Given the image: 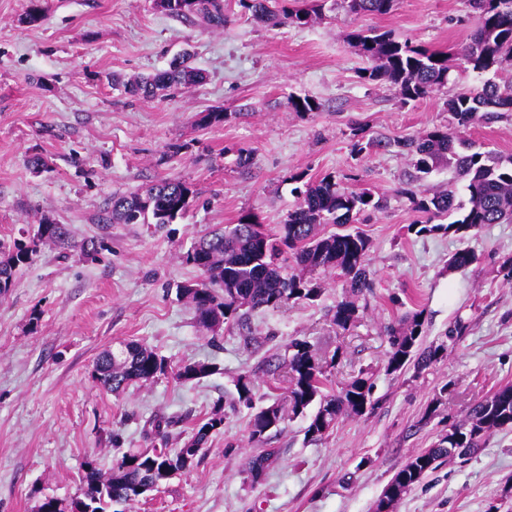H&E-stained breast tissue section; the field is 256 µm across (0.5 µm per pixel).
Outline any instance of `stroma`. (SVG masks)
<instances>
[{"label": "stroma", "instance_id": "35a3bbf8", "mask_svg": "<svg viewBox=\"0 0 512 512\" xmlns=\"http://www.w3.org/2000/svg\"><path fill=\"white\" fill-rule=\"evenodd\" d=\"M40 2L46 20L30 27L22 17L31 0H0V243L31 242L44 216L65 225L69 240L38 245L0 296V512H37L48 497L69 502L85 462L106 475L116 456L150 447L149 418H174L168 445L178 448L218 406L224 426L200 461L128 512H372L394 472L448 420L512 383V285L500 273L512 258V223L463 240L408 232L424 215L401 193L416 171L396 146L448 126V98L485 77L452 58L447 85L407 102L389 81L365 79L368 62L348 44L351 32L373 28L427 48L460 46L476 26L467 0H395L384 16L338 5L303 28L257 23L238 0H225L219 29L166 15L154 0ZM185 53L201 82L153 98L125 92L124 81L168 70ZM305 95L318 111H293L290 97ZM214 108L230 119L198 125V113ZM358 127L377 142L360 155ZM458 134L512 155V112ZM240 149L250 152L248 165L239 164ZM35 156L44 169H32ZM297 172L331 174L386 201L356 226L371 242L365 309L348 330L337 328L332 315L346 284L317 271L315 303L256 311L210 337L176 298L178 283L199 276L183 254L213 225L246 214L277 230L296 203L289 177ZM162 178L195 190L184 219L164 228L110 221L112 196ZM90 240L99 250L86 259L80 249ZM463 249L478 262L448 270ZM409 311L424 314L425 344L441 343L450 327L463 331L432 365L390 374L385 328ZM293 336L335 359L329 388L374 372V406L343 416L318 442L304 434L308 416L286 420L269 442L277 459L254 483L249 417L232 407L235 382L247 373L265 402L283 397L285 382L263 362ZM130 342L214 370L189 383L167 374L119 395L102 390L92 377L98 356ZM395 512H512V430L428 474Z\"/></svg>", "mask_w": 512, "mask_h": 512}]
</instances>
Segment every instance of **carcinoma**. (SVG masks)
<instances>
[{
  "instance_id": "carcinoma-1",
  "label": "carcinoma",
  "mask_w": 512,
  "mask_h": 512,
  "mask_svg": "<svg viewBox=\"0 0 512 512\" xmlns=\"http://www.w3.org/2000/svg\"><path fill=\"white\" fill-rule=\"evenodd\" d=\"M254 19L279 27L305 26L322 14L327 0H312L313 6L298 5V0H238ZM394 0H341L343 8L356 15H386ZM477 18V26L457 51L464 69L478 73L496 72L512 66V0H468ZM156 7L176 18L199 16L208 25H224V0H156ZM348 43L371 63L364 70L368 80L386 79L399 86L405 101L424 99L448 84V55L431 51L408 41H399L388 32L373 29L354 31ZM201 74L183 59L167 72L125 85L128 93L153 97L159 90L196 83ZM455 121L453 128H435L420 136L397 143L412 157L417 172L428 175L444 164L455 177L448 188H404L415 209L427 216L423 223L411 224L408 230L418 234L444 231L459 238L477 233L486 224L512 223V156L503 157L493 150L464 153L457 146L456 129L478 121L489 123L503 112H512V83L500 86L486 80L480 86L464 89L447 102ZM232 114L222 109L201 112L197 123L219 126ZM296 183L297 197L278 230L244 215L238 223L214 230L195 242L183 255L186 263L201 272V278L177 286V295L194 308L197 325L205 330L219 329L245 321L254 310H278L290 302H315L322 293L320 285L304 273L321 270L345 278L349 296L336 302L332 321L346 330L353 323L358 306L355 298L372 291L368 268L370 243L359 231L325 232L328 224H351L358 216L386 207V200L368 191L348 192L336 177L305 180V175L290 176ZM465 198H460L459 193ZM195 191L190 184L165 178L143 191L112 197L114 224H173L188 212ZM453 217L447 224L432 220ZM39 241L63 244L69 232L62 224L44 217L38 225ZM36 252L31 246L15 243L0 250V294L12 287L16 271L32 261ZM478 256L470 250L456 252L448 261L451 269H464L476 263ZM425 319L423 312L405 316L401 323L386 327L389 351L386 371L397 373L411 360L421 367L440 359L447 344L441 342L418 349ZM282 363L287 383L288 407L277 402L260 404L253 393V381L243 375L236 381L238 404L249 414V443L260 449L249 464L252 481H257L276 457V449L267 447L271 434L280 430L286 417L306 414L305 434L313 441L322 440L336 427L344 414L362 415L373 407L372 377L359 372L336 393H326L327 375L313 345L305 338L293 337L284 344ZM213 372L205 362L170 366L151 348L130 343L120 356L102 352L96 360L93 378L103 389L122 393L133 382H152L161 375L172 374L187 383ZM224 426L223 408L217 407L206 422L199 425L180 448H146L126 452L112 460V469L103 476L87 465L82 476L81 492L67 505L69 512H125L117 506L128 505L143 495L159 489L174 476L200 460L212 432ZM512 427V385L498 388L473 404L461 420L448 421V429L429 448L414 455L384 487L383 496L398 502L401 495L419 483L430 471L454 458L474 454L486 436Z\"/></svg>"
}]
</instances>
